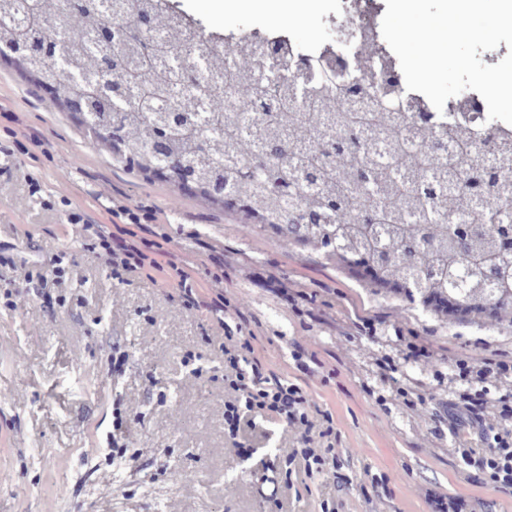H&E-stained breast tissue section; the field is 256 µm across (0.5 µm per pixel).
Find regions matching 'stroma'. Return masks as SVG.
Listing matches in <instances>:
<instances>
[{"mask_svg":"<svg viewBox=\"0 0 512 512\" xmlns=\"http://www.w3.org/2000/svg\"><path fill=\"white\" fill-rule=\"evenodd\" d=\"M207 26L239 20L240 0H181ZM336 0H251L255 21L291 17L300 37L324 27ZM94 224L126 225L147 218L151 241L195 266L199 287L209 268L224 265V291L245 300L249 327L264 360L298 381L339 433L343 473L364 469L389 476L391 512H431L436 495L460 494L476 512H512V496L465 483L458 463L430 427L400 400L379 403L384 389L372 360L397 362L400 377L430 380L431 371L406 364L400 337L426 338L445 355L476 345L512 351L511 336H486L463 326L396 314L392 305L359 287L346 270L318 256L279 247L272 234L254 233L233 207L204 202L194 189L172 206L166 180L117 165L94 145L78 120L35 86L17 64L0 59V390L15 405L0 407V468L12 480L0 485V512H38L56 497L61 512H262L256 481L261 459L241 461L224 432V375L218 355L203 341L205 322L171 300L175 280L110 279L85 246L73 214ZM65 253L66 275L51 302L34 301L13 268L29 270ZM117 337L133 365L113 382ZM304 344L327 369L320 376L295 369L289 351ZM198 356L193 376L186 355ZM156 373L157 394L145 399L147 373ZM142 416L132 448H150L155 460L143 479L126 475L120 460L98 443L111 428L114 408ZM286 512H320L321 500L338 512H366L351 490L327 478L293 476Z\"/></svg>","mask_w":512,"mask_h":512,"instance_id":"35a3bbf8","label":"stroma"}]
</instances>
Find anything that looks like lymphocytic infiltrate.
<instances>
[{"label":"lymphocytic infiltrate","instance_id":"obj_1","mask_svg":"<svg viewBox=\"0 0 512 512\" xmlns=\"http://www.w3.org/2000/svg\"><path fill=\"white\" fill-rule=\"evenodd\" d=\"M90 231L91 248L111 279L124 284L150 270L176 277L181 286L179 306L220 331L224 429L239 457L253 455V431L273 425L288 434L289 470L332 478L369 503L388 502L386 476L355 482L337 473L338 433L332 413L321 409L300 383L268 368L255 336L226 322L224 315L232 304L224 294L222 276L211 280L215 299H205L192 288L189 269L170 258L163 262L148 258L146 239L128 236L123 228L110 231L104 224L91 225ZM390 387L398 397L410 399L420 415L430 417L437 434L447 435L465 482L512 493V354L455 357L433 382H407L392 376ZM441 389L447 390V399H438Z\"/></svg>","mask_w":512,"mask_h":512}]
</instances>
